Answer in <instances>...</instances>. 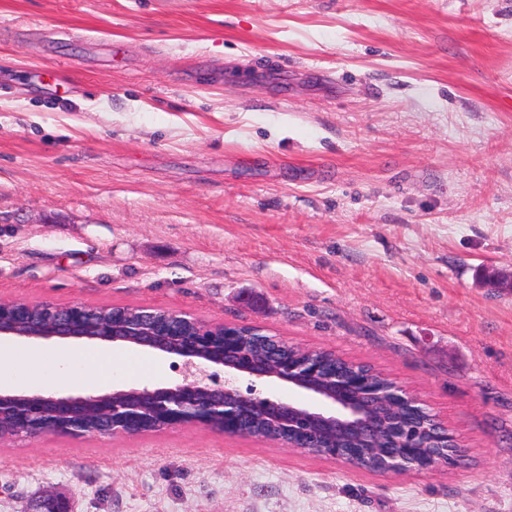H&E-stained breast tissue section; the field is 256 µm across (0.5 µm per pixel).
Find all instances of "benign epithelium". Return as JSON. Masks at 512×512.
Wrapping results in <instances>:
<instances>
[{
	"instance_id": "obj_1",
	"label": "benign epithelium",
	"mask_w": 512,
	"mask_h": 512,
	"mask_svg": "<svg viewBox=\"0 0 512 512\" xmlns=\"http://www.w3.org/2000/svg\"><path fill=\"white\" fill-rule=\"evenodd\" d=\"M32 303L16 299L0 301V312L7 311L17 319L25 317ZM49 331L36 335L38 339L74 336L73 329L85 320V304L72 302L66 305L49 303L46 306ZM221 334L198 335L185 338L177 329L168 333L153 331L139 337V344L176 354L183 358V378L172 387L155 389L116 390L100 396H43L0 394V418L10 417L15 426L13 436H39L47 431L82 437L78 417L85 406L99 405L104 426L99 433L106 435L137 434L141 432L143 406L149 405L152 413L162 419L166 427L192 425L204 429L235 434L241 429L243 419L257 408L274 413L280 424L288 428L295 439L286 442L291 448L307 447L309 436L319 429H331L336 435L334 458L348 460L365 466L363 449L349 446L351 437L360 436L371 448H387L391 433L378 414L381 402L391 403L390 416L397 417L402 409L429 414L431 431L426 445L441 452L439 465L446 466L457 460L461 450L448 427L430 410L402 387L396 385L381 392L370 373L350 378L328 395L312 384L318 369L308 361L298 358L271 366L268 359L244 352L238 348L234 326L223 325ZM224 368V379L213 371ZM254 380L275 378L293 385L313 396L316 404L301 406L277 396L260 397L244 393L236 385L238 376ZM414 426L395 430V441L409 448L406 454L388 461L386 473L402 474L417 470L412 461V448L419 435L413 434ZM29 512H73L69 504L58 498L44 496L36 501Z\"/></svg>"
}]
</instances>
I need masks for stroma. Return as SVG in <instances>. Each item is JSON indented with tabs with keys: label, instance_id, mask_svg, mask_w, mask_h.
I'll list each match as a JSON object with an SVG mask.
<instances>
[{
	"label": "stroma",
	"instance_id": "obj_1",
	"mask_svg": "<svg viewBox=\"0 0 512 512\" xmlns=\"http://www.w3.org/2000/svg\"><path fill=\"white\" fill-rule=\"evenodd\" d=\"M0 299L330 350L462 450L395 475L194 426L19 436L0 512H512V0H0ZM10 345L28 391L88 395L57 340ZM126 351L100 393L181 381Z\"/></svg>",
	"mask_w": 512,
	"mask_h": 512
}]
</instances>
